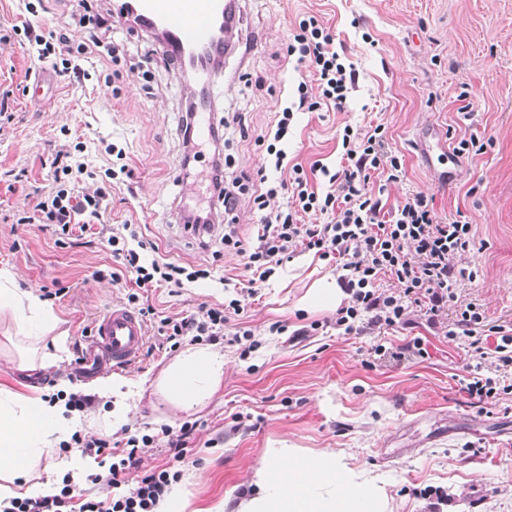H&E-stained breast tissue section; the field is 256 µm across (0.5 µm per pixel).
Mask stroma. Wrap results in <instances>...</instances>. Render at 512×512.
Returning a JSON list of instances; mask_svg holds the SVG:
<instances>
[{
    "label": "stroma",
    "mask_w": 512,
    "mask_h": 512,
    "mask_svg": "<svg viewBox=\"0 0 512 512\" xmlns=\"http://www.w3.org/2000/svg\"><path fill=\"white\" fill-rule=\"evenodd\" d=\"M240 7L243 43L223 63L215 100L216 118L235 111L247 117L248 138L232 133L226 143L235 169L259 164L256 137L294 86L311 79L309 69L288 64L284 48L299 20L316 16L354 64L358 83L344 110L297 114L289 162L341 169L344 126L362 132L384 125L404 160L399 181L385 183L377 173L369 181L384 211L419 193L438 216L459 212L475 224L484 248L472 259L483 276L462 283L457 298L479 304L491 323L512 322V0H241ZM111 10L112 0H46L34 16L17 0H0V90L8 92L10 117L0 125V269L19 274L20 287L60 290L48 304L66 348L59 367L19 371L11 330L0 323V381L21 380L46 396L67 381L91 399L79 429L102 438L124 427L157 430L163 415L176 427L195 423L178 483L195 512L238 495L264 450L284 443L306 456L343 452L350 466L380 478L391 512H512V395L472 404L459 384L469 360L460 338L445 335L420 310L408 325L380 336L341 335L335 311L295 309L317 280L340 276L336 262L303 252L255 284L241 256L213 253L188 237L176 218L178 124L187 106L181 74L158 62L160 48L144 32L111 21ZM74 11L99 23L103 41L126 50L116 64L85 58L87 80L55 73L12 32L27 26L48 34ZM147 53L155 57L148 79L139 66ZM465 90L470 99H461ZM473 134L484 139L485 152L460 156L450 184L432 176L427 149L453 148ZM78 143L81 161L102 176L108 223L137 225L162 257L212 272L177 294L144 291L157 311L191 314L222 303L221 276L249 293L243 325L258 346L245 356L239 346L224 345V386L200 409L171 411L156 394L155 381L173 354L152 336L150 353L108 374L122 392L119 414L108 415L99 382L71 371L86 332L136 289L93 231L61 246L52 228L18 221L36 190L50 189L56 151ZM110 144L125 149L127 177H104ZM100 269L119 272L120 281L95 279ZM313 322L321 330L300 335ZM414 338L425 356L397 361L372 351Z\"/></svg>",
    "instance_id": "obj_1"
}]
</instances>
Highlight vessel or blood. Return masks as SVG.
<instances>
[{
    "label": "vessel or blood",
    "instance_id": "1",
    "mask_svg": "<svg viewBox=\"0 0 512 512\" xmlns=\"http://www.w3.org/2000/svg\"><path fill=\"white\" fill-rule=\"evenodd\" d=\"M238 9L237 0H112L115 16L123 19L134 14L140 17L142 27H161L166 55L195 71L192 100L199 116L212 112L215 88L209 59L222 52L218 35L223 30L233 31ZM146 339L138 315L112 305L81 348L75 369L84 376L127 367L137 360Z\"/></svg>",
    "mask_w": 512,
    "mask_h": 512
}]
</instances>
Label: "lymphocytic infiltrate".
<instances>
[{"label": "lymphocytic infiltrate", "instance_id": "f902f5d3", "mask_svg": "<svg viewBox=\"0 0 512 512\" xmlns=\"http://www.w3.org/2000/svg\"><path fill=\"white\" fill-rule=\"evenodd\" d=\"M28 42L37 60L59 61L63 71L85 80L90 74L80 62L101 46L95 36L70 44L62 30L45 36L29 35ZM286 54L296 66L312 70L314 83L299 81L275 113L266 134L257 137L256 143L265 155L253 170L233 172L231 158L223 154L222 134L212 132L206 148L210 153L209 200L206 207L184 209L187 227L213 235L217 217L235 222L246 200L259 213L262 231L249 242L238 238L236 232L225 233L224 245L243 256L246 269L252 270L259 281L269 280L284 262L306 250L339 260L343 270L340 285L350 300L337 310L336 326L345 333L402 327L410 307L424 299L430 303L432 316L442 315L455 298L456 285L475 281L480 273L466 260L474 244L472 224L458 216L439 218L420 194L407 198L389 217H381L380 201L369 191V180L377 172L387 182L398 181L403 162L389 148L385 128L380 124L363 134L344 127L342 147L347 167L333 172L313 164L311 170L321 172L330 188L323 194L312 190L308 172L288 163V134L298 113L316 112L326 106L343 110L356 87V70L337 51L332 34L314 16L299 21L288 40ZM52 166V189L37 196L31 211L21 216V223L50 224L67 237L100 226L113 257L122 260L135 278L138 290L128 294V303L137 306L142 318L155 322L161 345L170 350H177L187 339L240 342L243 331L237 319L246 308L242 293H235L222 305L185 316L161 318L152 305L142 303L139 289L166 286L177 293L190 283L208 278L210 272L192 270L162 257L145 259L148 246L135 225L106 223V194L87 182L84 165L69 161L67 151L60 150ZM285 168L290 171L288 182L270 179V171ZM309 214H325L329 220L324 224L304 223V216ZM384 277L395 283V291L379 289L378 282ZM448 333L463 338L474 360L464 378V392L483 404L496 403L501 395L512 394V383L506 385L482 375L479 365L491 350L497 369H512V325L490 323L478 304L469 302L457 307ZM193 430V424L186 422L177 430L164 426L151 434L127 433L114 442L75 431L70 446L81 455L113 457L106 472L91 475L97 494L85 499L77 512H155L160 499L182 473L170 470L169 465L143 473L139 463L161 445L169 449L172 463L183 462Z\"/></svg>", "mask_w": 512, "mask_h": 512}]
</instances>
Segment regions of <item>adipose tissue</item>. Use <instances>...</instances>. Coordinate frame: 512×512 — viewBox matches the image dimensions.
<instances>
[{
	"instance_id": "ef3b65f1",
	"label": "adipose tissue",
	"mask_w": 512,
	"mask_h": 512,
	"mask_svg": "<svg viewBox=\"0 0 512 512\" xmlns=\"http://www.w3.org/2000/svg\"><path fill=\"white\" fill-rule=\"evenodd\" d=\"M0 319L29 345L17 360L18 370L35 372L61 361L59 317L36 288H19L9 272L0 274ZM223 385V352L190 345L166 366L156 389L174 408L191 411L205 406ZM65 411V399L52 403L32 386L0 384V478L20 482L25 496L53 490L52 481H34L30 474L65 440ZM214 512H387V500L376 477L349 467L336 451L306 458L284 445L265 449L238 500H224Z\"/></svg>"
}]
</instances>
